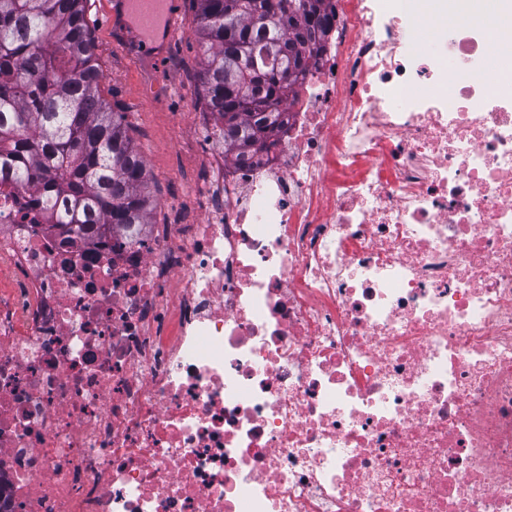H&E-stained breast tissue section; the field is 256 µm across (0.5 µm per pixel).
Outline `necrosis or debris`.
Wrapping results in <instances>:
<instances>
[{
    "instance_id": "1",
    "label": "necrosis or debris",
    "mask_w": 512,
    "mask_h": 512,
    "mask_svg": "<svg viewBox=\"0 0 512 512\" xmlns=\"http://www.w3.org/2000/svg\"><path fill=\"white\" fill-rule=\"evenodd\" d=\"M429 1L325 0L201 223L0 177V512H512V0Z\"/></svg>"
}]
</instances>
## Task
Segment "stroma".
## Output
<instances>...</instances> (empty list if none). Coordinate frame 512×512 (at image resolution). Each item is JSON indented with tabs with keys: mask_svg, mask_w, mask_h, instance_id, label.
<instances>
[{
	"mask_svg": "<svg viewBox=\"0 0 512 512\" xmlns=\"http://www.w3.org/2000/svg\"><path fill=\"white\" fill-rule=\"evenodd\" d=\"M180 31L174 49L163 64L160 94L146 98L144 74L125 49L117 46L107 24L106 0H88L86 20L95 43L100 92L125 114L128 133L143 157L154 197L166 202V223L188 224L192 217L190 193L200 173L190 162L184 144L204 138L207 126L199 121L205 111L199 81L201 53L196 6L180 0Z\"/></svg>",
	"mask_w": 512,
	"mask_h": 512,
	"instance_id": "35a3bbf8",
	"label": "stroma"
}]
</instances>
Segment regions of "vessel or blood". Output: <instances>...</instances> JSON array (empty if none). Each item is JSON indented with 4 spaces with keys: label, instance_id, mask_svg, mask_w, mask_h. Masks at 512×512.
<instances>
[{
    "label": "vessel or blood",
    "instance_id": "vessel-or-blood-1",
    "mask_svg": "<svg viewBox=\"0 0 512 512\" xmlns=\"http://www.w3.org/2000/svg\"><path fill=\"white\" fill-rule=\"evenodd\" d=\"M131 19V30H120V39L129 41L134 35L147 37L148 56L161 64L174 44L175 23L179 17L176 0H111L108 24L115 26L118 17Z\"/></svg>",
    "mask_w": 512,
    "mask_h": 512
}]
</instances>
